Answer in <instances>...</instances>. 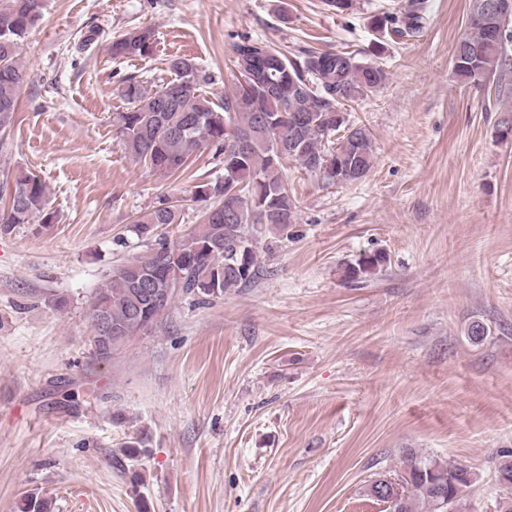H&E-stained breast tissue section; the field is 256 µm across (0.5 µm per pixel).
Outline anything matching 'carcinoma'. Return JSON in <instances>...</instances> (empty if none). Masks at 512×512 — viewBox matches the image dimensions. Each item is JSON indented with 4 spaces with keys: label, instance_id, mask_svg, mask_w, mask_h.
Here are the masks:
<instances>
[{
    "label": "carcinoma",
    "instance_id": "cac0c4a2",
    "mask_svg": "<svg viewBox=\"0 0 512 512\" xmlns=\"http://www.w3.org/2000/svg\"><path fill=\"white\" fill-rule=\"evenodd\" d=\"M483 0H472L465 31L455 45L452 64L461 80L479 84L496 74L501 49L512 38V23L501 27L480 15ZM42 0H0V130L13 123L26 69L21 50L41 16ZM423 17L415 11L375 20L390 23L399 37L420 32ZM153 33L133 29L110 45L115 58L146 57L153 52ZM234 66L259 74L260 84L236 88L220 103L200 91L210 83L194 60L170 61L175 78L155 90L129 79L121 88L128 104L114 117L122 148L144 167L167 175L183 174L200 149L209 147L224 165V177L195 185L193 199L204 207V220L190 234L170 242L156 239L144 258L115 268L96 289L88 309L92 329L90 353L110 362L100 344L98 315L123 335L153 330L169 313L177 293L218 299L244 288L257 277L259 235L285 231L296 221V204L281 168L294 161L330 184L364 178L375 161L370 130L347 118L336 123V110L367 99L386 85L388 71L355 53L309 52L290 58L269 43L243 37L233 47ZM0 193L9 197L0 211V235L37 217L49 223L46 185L19 171L3 177ZM183 222L182 206L163 196L132 225L138 237H153L160 226ZM387 264L383 252L365 254L345 268L347 280L360 281ZM160 295L142 293L144 283ZM491 329L472 321L466 338L483 344ZM495 478L501 489L497 512H512V448L498 452ZM380 474L368 493L386 504L387 512H465L462 493L477 481L470 468L405 451L400 473ZM52 502L38 494L24 498L20 512H51Z\"/></svg>",
    "mask_w": 512,
    "mask_h": 512
}]
</instances>
